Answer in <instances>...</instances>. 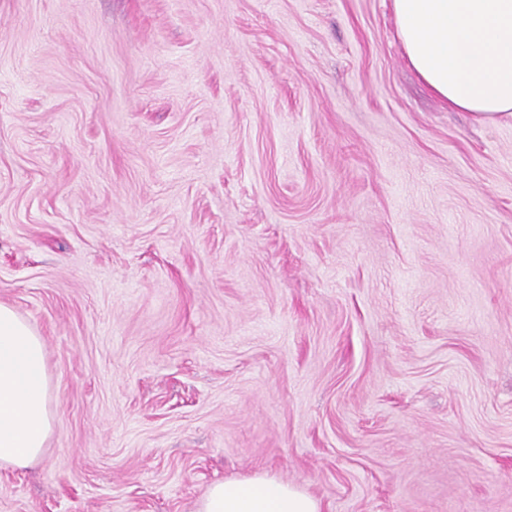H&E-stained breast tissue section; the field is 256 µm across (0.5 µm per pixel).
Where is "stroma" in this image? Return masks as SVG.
<instances>
[{"label": "stroma", "mask_w": 512, "mask_h": 512, "mask_svg": "<svg viewBox=\"0 0 512 512\" xmlns=\"http://www.w3.org/2000/svg\"><path fill=\"white\" fill-rule=\"evenodd\" d=\"M0 303L57 418L0 512H512V119L392 0H0ZM197 512H323V508L304 486L255 473L211 485Z\"/></svg>", "instance_id": "1"}]
</instances>
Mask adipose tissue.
<instances>
[{
	"label": "adipose tissue",
	"mask_w": 512,
	"mask_h": 512,
	"mask_svg": "<svg viewBox=\"0 0 512 512\" xmlns=\"http://www.w3.org/2000/svg\"><path fill=\"white\" fill-rule=\"evenodd\" d=\"M408 62L448 107L512 119V0H392ZM45 347L0 303V468L40 459L56 419ZM197 512H323L304 486L266 473L211 485Z\"/></svg>",
	"instance_id": "adipose-tissue-1"
}]
</instances>
